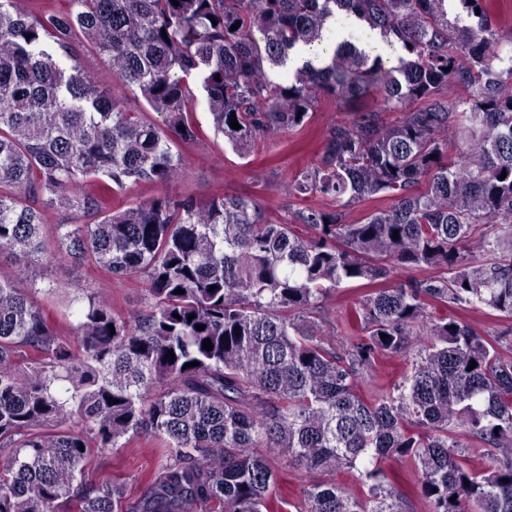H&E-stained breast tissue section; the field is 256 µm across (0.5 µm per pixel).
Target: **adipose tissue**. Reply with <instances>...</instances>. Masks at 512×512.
<instances>
[{"instance_id":"ef3b65f1","label":"adipose tissue","mask_w":512,"mask_h":512,"mask_svg":"<svg viewBox=\"0 0 512 512\" xmlns=\"http://www.w3.org/2000/svg\"><path fill=\"white\" fill-rule=\"evenodd\" d=\"M329 32L324 42L319 44L305 45L297 44L288 62L289 68L301 66L304 61L312 58H320L321 61H328L337 44L348 40L356 43L360 48L365 49L369 55L387 54L388 49L374 34H364L360 22L352 16L343 14L336 15L328 23Z\"/></svg>"}]
</instances>
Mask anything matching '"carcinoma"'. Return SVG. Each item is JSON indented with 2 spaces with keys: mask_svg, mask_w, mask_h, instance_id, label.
Masks as SVG:
<instances>
[{
  "mask_svg": "<svg viewBox=\"0 0 512 512\" xmlns=\"http://www.w3.org/2000/svg\"><path fill=\"white\" fill-rule=\"evenodd\" d=\"M177 2L68 0L36 14L0 0V254L37 281L44 213L70 210L91 221L60 225L59 255L146 285L145 305L122 313L104 294L79 295L66 335L0 278V512H65L73 500L118 512L123 487L87 482L85 466L140 435L160 454L129 512H270L273 460L354 469L367 487L360 499L312 482L288 503L299 512H407L387 460L412 469L429 512H512V27L492 19L490 0H455L453 14L448 0ZM340 13L400 45L397 62L344 41L329 61L272 78ZM79 46L163 126L88 77ZM190 77L241 155L304 125L324 97L346 112L377 101L288 182V195L336 210L276 222L224 194L112 208L110 192L129 182L183 178V148L200 136ZM375 198L389 205L346 221ZM351 282L372 289L351 313L361 335L338 339L312 313ZM438 306L484 307L505 327L482 335ZM384 357L406 370L366 398Z\"/></svg>",
  "mask_w": 512,
  "mask_h": 512,
  "instance_id": "obj_1",
  "label": "carcinoma"
}]
</instances>
